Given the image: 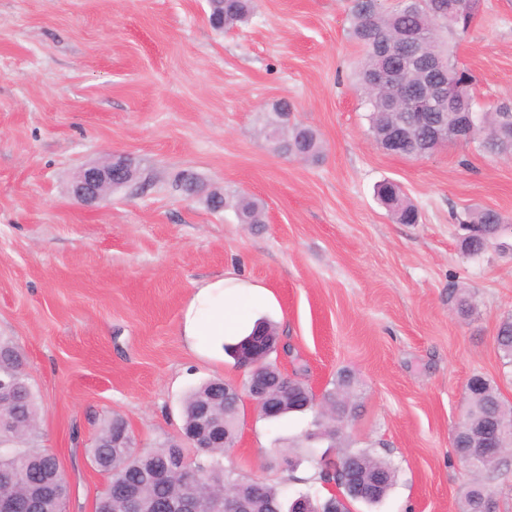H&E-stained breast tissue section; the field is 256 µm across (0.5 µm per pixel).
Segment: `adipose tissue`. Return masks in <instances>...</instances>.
Wrapping results in <instances>:
<instances>
[{
	"label": "adipose tissue",
	"instance_id": "obj_1",
	"mask_svg": "<svg viewBox=\"0 0 512 512\" xmlns=\"http://www.w3.org/2000/svg\"><path fill=\"white\" fill-rule=\"evenodd\" d=\"M238 287L236 279L224 278L199 288L188 314L191 334L247 335L251 326L245 323L241 305L234 295Z\"/></svg>",
	"mask_w": 512,
	"mask_h": 512
}]
</instances>
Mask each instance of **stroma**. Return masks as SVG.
<instances>
[{
  "instance_id": "35a3bbf8",
  "label": "stroma",
  "mask_w": 512,
  "mask_h": 512,
  "mask_svg": "<svg viewBox=\"0 0 512 512\" xmlns=\"http://www.w3.org/2000/svg\"><path fill=\"white\" fill-rule=\"evenodd\" d=\"M349 7L257 0L247 23L218 31L207 0H0V336L25 355L67 512H94L108 477L89 450L112 415L149 451L178 433L194 387L243 383L224 339L185 332L196 290L229 276L268 291L244 314L276 325L279 368L317 394L355 376L340 442L396 479L353 512H459L470 477L452 438L469 378L512 405L495 345L512 314V157L474 142L421 158L383 151L354 88ZM456 55L480 107L512 100V0H482ZM280 102L316 131L319 160L270 149L261 129ZM113 154L137 180L95 205L75 199L76 172ZM184 170L200 195L175 188ZM385 180L418 223L379 203ZM215 190L257 199L264 223L209 209ZM477 208L509 228L472 257L456 218ZM312 418L268 421L246 405L225 464L288 498L320 490L312 464L283 467L305 454Z\"/></svg>"
}]
</instances>
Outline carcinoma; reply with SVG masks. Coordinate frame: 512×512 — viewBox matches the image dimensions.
I'll return each instance as SVG.
<instances>
[{
	"mask_svg": "<svg viewBox=\"0 0 512 512\" xmlns=\"http://www.w3.org/2000/svg\"><path fill=\"white\" fill-rule=\"evenodd\" d=\"M210 24L218 29L231 30L248 21L254 11V0H207ZM481 0H469L467 8L450 26L442 22V14L435 8L434 0H394L391 5L386 0H351V34L361 48L363 58L359 70V88L368 105L371 133L375 141L387 146V142L398 131L396 125L405 128L410 141L403 145L401 155L418 157L434 152V124L440 112H425L412 92L422 88L425 81L441 79V74L430 69L432 61L438 57L448 59V95L453 102V111L470 112L478 116V126L474 136L464 142H476L479 148L492 156L512 155V101L501 102L481 112L475 109L476 77L455 59L453 46L443 48L440 36L448 34V41L463 35L473 25L480 8ZM408 33L411 41L392 49L389 62L398 75V84L411 96L406 100L405 112L393 111V103L399 98V91L393 87H379L372 83L373 72L381 64L376 45L382 40ZM288 105L279 103L272 107L271 117L263 134L273 144L276 153L289 158L302 157L316 159L321 152L318 136L314 129L304 124H293L288 132H283ZM377 197L389 210L396 222L414 224L418 221V211L401 188L385 181L377 186ZM237 217L242 224L264 223L262 205L251 198L238 197L234 201ZM466 231L465 249L471 256L482 255L494 245L499 233L505 227L501 213L489 208L476 209L460 222ZM495 342L504 364L512 366V315L501 319ZM16 376L27 381L24 358L17 344L9 338L0 337V376ZM353 380L348 375L341 376L334 388L327 390L322 399L332 402L345 414L348 411L347 396ZM216 381H207L192 390L183 403V421L191 427L196 420L198 408L208 400L209 394L218 387ZM284 408L280 415L303 412L314 402L312 391L297 379L288 382V389L278 390ZM466 409L471 418L470 424L459 423L455 427L452 446L459 453L465 448H476L480 441L472 437V429L481 426L488 417H500L507 423V429L497 438L502 448H512V408L506 406L498 389L480 376L476 385L470 387L466 397ZM41 406L33 388H28L19 405V414L26 426L14 431L0 429V469L13 471L25 487L29 482L43 479L49 467L48 451L39 449L41 438L38 433V420ZM129 431L127 423L120 417L108 420L100 429L91 455L99 463L100 471L112 474V478H123L137 485L142 493L153 501L165 500L179 491L178 483H155L150 473L164 470L173 455L189 460L190 465L202 472L199 495L204 503L202 512L212 501L224 494V489L233 486L240 477L224 466L223 436H218L211 448H187L171 438L160 443L156 449L138 453L133 448H114L112 440ZM338 430L332 420L320 415L313 423V429L305 434L309 442L327 440L336 443ZM346 459H354L356 474L360 480L376 478L380 487L375 496L363 500L367 505L379 503L394 484L395 470L366 450H346ZM495 467L486 470L481 481L468 487L461 502L460 512H477L480 493L491 488L495 480Z\"/></svg>",
	"mask_w": 512,
	"mask_h": 512,
	"instance_id": "cac0c4a2",
	"label": "carcinoma"
}]
</instances>
